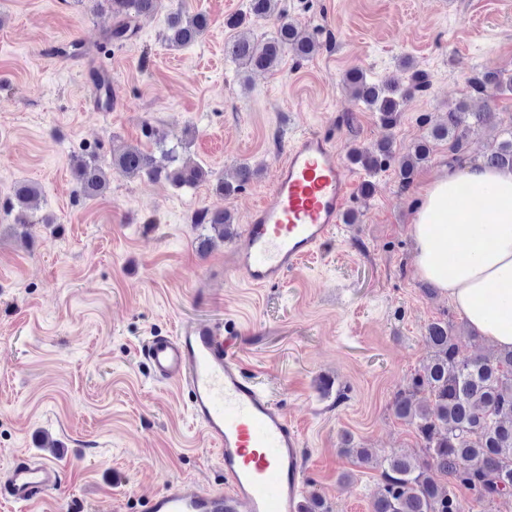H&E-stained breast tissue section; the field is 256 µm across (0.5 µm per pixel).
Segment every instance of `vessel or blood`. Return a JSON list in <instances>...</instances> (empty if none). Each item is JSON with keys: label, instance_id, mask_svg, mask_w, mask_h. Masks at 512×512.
<instances>
[{"label": "vessel or blood", "instance_id": "1", "mask_svg": "<svg viewBox=\"0 0 512 512\" xmlns=\"http://www.w3.org/2000/svg\"><path fill=\"white\" fill-rule=\"evenodd\" d=\"M353 179L332 138L303 134L277 164L273 185L249 212L231 259L255 287L275 286L329 241L342 224ZM155 377L187 390L189 411L223 461L225 489L171 483L146 512H298L301 437L287 414L243 369L233 334L198 320L148 339ZM61 486L58 467L20 458L0 479V499L29 508Z\"/></svg>", "mask_w": 512, "mask_h": 512}]
</instances>
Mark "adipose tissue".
<instances>
[{
    "mask_svg": "<svg viewBox=\"0 0 512 512\" xmlns=\"http://www.w3.org/2000/svg\"><path fill=\"white\" fill-rule=\"evenodd\" d=\"M482 207H451L461 186ZM411 233L419 276L447 293L487 340L512 348V172L473 166L439 176L414 207Z\"/></svg>",
    "mask_w": 512,
    "mask_h": 512,
    "instance_id": "adipose-tissue-1",
    "label": "adipose tissue"
}]
</instances>
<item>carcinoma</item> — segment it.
<instances>
[{
  "mask_svg": "<svg viewBox=\"0 0 512 512\" xmlns=\"http://www.w3.org/2000/svg\"><path fill=\"white\" fill-rule=\"evenodd\" d=\"M116 23L110 38L116 42L130 40L137 19L154 14L162 0H107ZM279 0H248L247 10L229 15L224 26L233 31L225 43L224 52L247 72L272 71L282 62L283 55L292 53L305 59L319 49L315 38L305 35L283 20ZM276 17L277 25L268 35L255 33L260 20ZM209 19L202 13L177 10L167 18V41L176 47L189 44L205 34ZM343 82L355 99L379 114L383 125L397 123L400 112L419 92L426 91L430 82L426 73L415 70L405 85L376 84L367 80L366 73L352 67L343 74ZM478 93L488 90L512 92V77L489 71L471 80ZM486 112H471L464 101L448 107V121L434 129L436 139L448 140V151L460 156L463 149L461 128L468 119L482 123ZM147 136L154 141L160 156L137 146H127L112 156L105 168L93 155L73 159V175L77 190L86 200L103 196L109 188L112 174L132 178L146 176L164 180L180 189L206 180L208 171L177 147L170 146L163 133L147 126ZM430 147L418 142L401 157H396L389 141L377 144L374 151L352 147L349 158L372 172L391 160L398 161L402 186L411 183L414 169L427 160ZM484 165L512 171V128L506 138L487 154ZM253 170L247 164L239 166L235 183L217 181L215 190L230 196L249 182ZM39 194L36 184L15 183L10 196L9 211L13 214L11 230L25 246H35V229L39 224H53L51 216L36 217L30 207ZM194 224L201 227L199 248L209 249L215 241L224 240L231 224V215L224 209H204ZM427 342L430 360L423 371L412 378L411 385L395 398L394 411L409 420L423 443L424 458L388 454L380 459L382 487L375 496L373 512H463L455 493L462 485L476 494V501L491 505L512 496V350L500 353L492 364L478 358L461 355L460 337L453 334L446 322H434L428 328ZM429 395L426 403L415 406L412 398L421 392ZM448 478V488L439 486L435 475Z\"/></svg>",
  "mask_w": 512,
  "mask_h": 512,
  "instance_id": "cac0c4a2",
  "label": "carcinoma"
}]
</instances>
